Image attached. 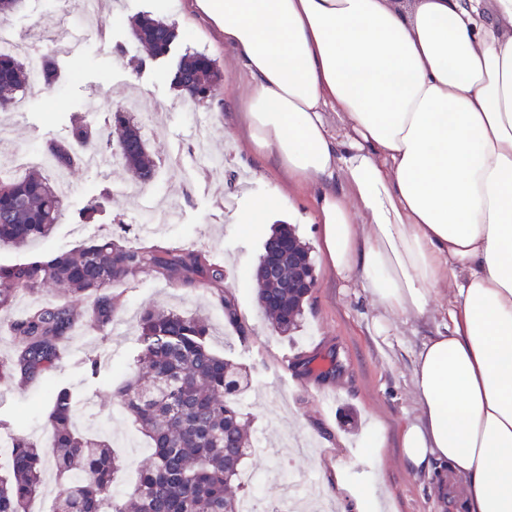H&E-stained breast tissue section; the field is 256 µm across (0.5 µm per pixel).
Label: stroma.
<instances>
[{"label":"stroma","instance_id":"stroma-1","mask_svg":"<svg viewBox=\"0 0 512 512\" xmlns=\"http://www.w3.org/2000/svg\"><path fill=\"white\" fill-rule=\"evenodd\" d=\"M186 0H105L93 26L77 47L51 51L50 35L59 15L51 0H24L9 23L24 35L26 45L50 52L58 72L50 93L24 94V106L0 112L5 123V151L41 149L47 141L68 135L70 118L83 116L105 128L111 113L122 111L126 100L139 96L145 109L165 108L159 128L149 134L156 161L154 181L142 201L124 193L130 179L116 162L105 169L79 166L63 199L62 213L50 238L30 243L25 252L0 249V263L70 249L106 233L129 240L141 238L143 225H157L156 241L174 246L215 248L224 264V293L234 299L238 326H230L217 299L204 288H183L145 271L114 285L119 304L113 329L97 331L79 326L73 336L82 348L57 374L70 387L77 405H90V433L108 441L125 461L115 478V494L128 491L148 459L122 446L121 437L147 441L132 417L114 398L124 381L138 333V311L160 306L198 314L209 321V343L217 353L249 368L253 388L241 398L254 441L264 442L271 455H248L245 470L254 472V485L244 495L257 498L261 512L277 506L282 482L324 483L327 500L338 512H349L345 500L326 485L325 472L343 465L346 479L369 487L380 512H442L432 491L434 479L408 467L401 458L400 434L418 416L413 396L415 350L433 333L429 321L401 318L387 332H378L380 316L359 276L342 278L327 269L319 249L321 227L315 222L317 200L291 185L286 175L253 152L248 122L239 102L247 91V77L231 50L204 21L187 23ZM148 13L176 26L178 39L163 59L149 60L131 35V22ZM201 51L214 58L222 72L219 99L194 108L184 104L171 78L180 57ZM111 200L96 222L81 224L79 209L100 191ZM282 197L280 208L267 216L269 226L289 224L311 248L316 286L307 302L305 319L294 338L273 333L256 303L253 270L263 251L262 237L248 234L241 222L255 199ZM177 208L175 222L161 216ZM247 341H240V334ZM336 351L347 365L339 378L292 376L283 360L298 354ZM94 355L102 375L89 380L84 362ZM49 404L40 384L0 382V438L23 422L25 433L45 443ZM381 445L382 461L369 460L368 444Z\"/></svg>","mask_w":512,"mask_h":512}]
</instances>
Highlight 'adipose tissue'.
<instances>
[{
	"mask_svg": "<svg viewBox=\"0 0 512 512\" xmlns=\"http://www.w3.org/2000/svg\"><path fill=\"white\" fill-rule=\"evenodd\" d=\"M190 10L249 77L254 151L316 196L325 263L359 274L382 318L436 323L403 460L440 493L457 480L463 512H512V0Z\"/></svg>",
	"mask_w": 512,
	"mask_h": 512,
	"instance_id": "ef3b65f1",
	"label": "adipose tissue"
}]
</instances>
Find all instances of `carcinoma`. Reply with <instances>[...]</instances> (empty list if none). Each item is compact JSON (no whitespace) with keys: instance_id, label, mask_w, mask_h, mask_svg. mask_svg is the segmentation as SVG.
Segmentation results:
<instances>
[{"instance_id":"carcinoma-1","label":"carcinoma","mask_w":512,"mask_h":512,"mask_svg":"<svg viewBox=\"0 0 512 512\" xmlns=\"http://www.w3.org/2000/svg\"><path fill=\"white\" fill-rule=\"evenodd\" d=\"M137 41L152 60L167 56L178 38L174 25L142 15L132 21ZM41 84L51 89L57 72L43 57ZM222 74L215 59L199 52L181 57L172 82L191 101L214 99ZM32 85L25 60L0 54V108ZM117 137L103 138L98 129L73 120L69 139L49 141L43 153L59 170L82 163L85 153L106 149L131 175L146 185L155 163L141 127L115 113ZM109 191L103 190L79 210L81 223L103 212ZM62 210V198L47 177L32 172L20 179L0 168V248L19 249L51 236ZM278 252V272L271 275L257 261L258 306L281 336L298 331L311 292L288 282L314 273L309 247L293 228L277 226L263 251ZM149 270L183 288H206L224 308L225 319L238 324L235 303L224 297V265L207 251L131 244L106 235L72 250H60L9 264H0V315L10 310L21 292L64 290L62 296L10 320L14 350L0 358V381H48L75 327L85 318L101 330L112 325L118 297L112 285ZM209 328L198 316L163 307H146L139 316L133 363L115 391L120 405L134 418L150 442L151 461L125 495L112 492V478L122 461L106 441L79 432L73 395L66 387L48 389L50 447L43 448L20 432L12 437V462L0 474V512H29L42 490L43 472L52 464L61 479L51 512H241L242 463L249 440L240 396L251 388L247 372L217 355L208 344ZM318 355H301L289 367L306 375L338 377L342 361L331 350L314 366Z\"/></svg>"}]
</instances>
